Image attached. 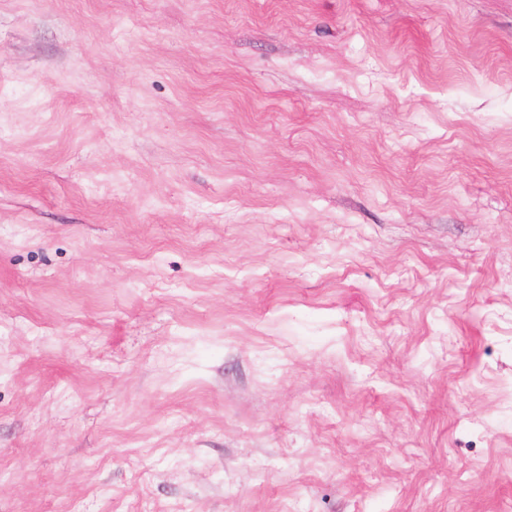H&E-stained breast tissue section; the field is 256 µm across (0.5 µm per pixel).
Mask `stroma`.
<instances>
[{
  "mask_svg": "<svg viewBox=\"0 0 512 512\" xmlns=\"http://www.w3.org/2000/svg\"><path fill=\"white\" fill-rule=\"evenodd\" d=\"M0 512H512V0H0Z\"/></svg>",
  "mask_w": 512,
  "mask_h": 512,
  "instance_id": "35a3bbf8",
  "label": "stroma"
}]
</instances>
